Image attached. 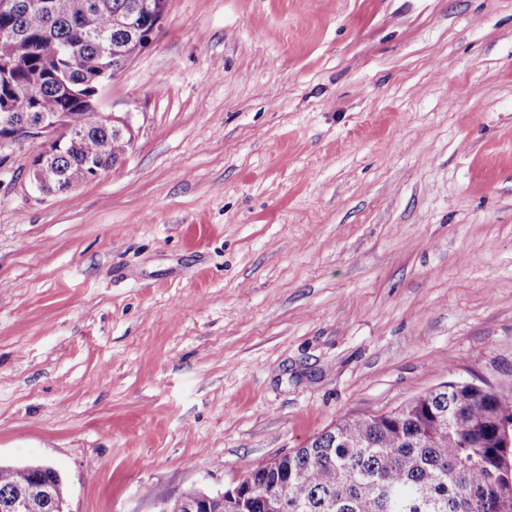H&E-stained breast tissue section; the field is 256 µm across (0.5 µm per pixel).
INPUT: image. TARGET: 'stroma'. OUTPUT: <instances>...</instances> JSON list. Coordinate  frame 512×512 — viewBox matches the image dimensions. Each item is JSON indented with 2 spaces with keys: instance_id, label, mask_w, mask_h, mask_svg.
<instances>
[{
  "instance_id": "obj_1",
  "label": "stroma",
  "mask_w": 512,
  "mask_h": 512,
  "mask_svg": "<svg viewBox=\"0 0 512 512\" xmlns=\"http://www.w3.org/2000/svg\"><path fill=\"white\" fill-rule=\"evenodd\" d=\"M100 109L133 146L70 192L0 152V461L71 512L512 395V0H168Z\"/></svg>"
}]
</instances>
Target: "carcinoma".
Here are the masks:
<instances>
[{"instance_id":"1","label":"carcinoma","mask_w":512,"mask_h":512,"mask_svg":"<svg viewBox=\"0 0 512 512\" xmlns=\"http://www.w3.org/2000/svg\"><path fill=\"white\" fill-rule=\"evenodd\" d=\"M52 13L17 0L0 13V60L17 58L0 76V116L19 118L49 102L78 129L45 159L54 190L109 169L126 144L91 111L100 66L112 67L90 38L107 33L112 47L129 43L118 21L139 0H51ZM512 420L490 389L448 383L405 404L360 419L342 418L308 445L274 456L247 475L254 492L246 512H270L274 493L288 512H512V472L502 467L499 423ZM55 486L54 468L0 464V500L31 479Z\"/></svg>"}]
</instances>
